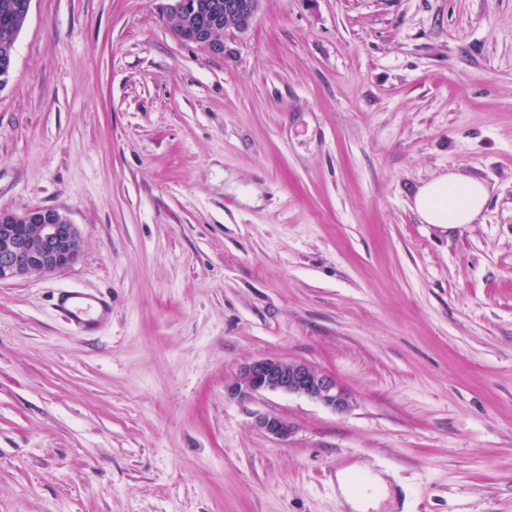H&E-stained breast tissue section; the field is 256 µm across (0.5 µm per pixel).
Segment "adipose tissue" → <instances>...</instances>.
I'll list each match as a JSON object with an SVG mask.
<instances>
[{
    "label": "adipose tissue",
    "mask_w": 512,
    "mask_h": 512,
    "mask_svg": "<svg viewBox=\"0 0 512 512\" xmlns=\"http://www.w3.org/2000/svg\"><path fill=\"white\" fill-rule=\"evenodd\" d=\"M488 197L484 183L475 178H463L445 173L417 188L413 195V209L422 222L444 229H454L476 221ZM353 471L337 475L339 489L352 512H367L376 498L387 496V484L377 474H365V492L352 486Z\"/></svg>",
    "instance_id": "1"
}]
</instances>
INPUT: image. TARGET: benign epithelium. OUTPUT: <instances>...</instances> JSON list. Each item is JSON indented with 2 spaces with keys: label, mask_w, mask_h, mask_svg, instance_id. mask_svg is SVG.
Wrapping results in <instances>:
<instances>
[{
  "label": "benign epithelium",
  "mask_w": 512,
  "mask_h": 512,
  "mask_svg": "<svg viewBox=\"0 0 512 512\" xmlns=\"http://www.w3.org/2000/svg\"><path fill=\"white\" fill-rule=\"evenodd\" d=\"M261 0H224V28L198 26L184 37L177 18L190 7L189 0H172L168 7L176 38L207 51L224 54L221 34L247 31ZM82 240L79 231L55 208L31 207L19 212L0 209V282L33 272L51 273L73 263L79 256ZM264 392L299 395L316 401L337 414L349 412L353 399L335 377L306 362L280 358H261L245 364L227 387L231 398H247ZM256 427L266 435L287 441L292 425L272 414L255 415Z\"/></svg>",
  "instance_id": "benign-epithelium-1"
}]
</instances>
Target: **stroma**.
Listing matches in <instances>:
<instances>
[{
	"label": "stroma",
	"mask_w": 512,
	"mask_h": 512,
	"mask_svg": "<svg viewBox=\"0 0 512 512\" xmlns=\"http://www.w3.org/2000/svg\"><path fill=\"white\" fill-rule=\"evenodd\" d=\"M167 8L32 0L0 90V208L83 240L0 283V512H348L354 463L368 512H512V0H262L219 57ZM446 172L489 189L451 231ZM263 357L352 409L229 398ZM487 197L488 190L482 181L444 173L417 188L412 208L424 224L455 229L475 222ZM56 306L66 312L70 323L78 331H85L101 321L110 310L109 303L102 297L79 290L59 292ZM255 425L266 435L282 442L289 440L294 433L288 421L272 413L255 415ZM357 472L365 473L363 475L365 483L368 488L376 492V495L357 492L353 489L352 479ZM337 479L342 496L349 507L356 510L354 512H366L364 510H367L379 497H386L388 495L387 484L383 477L371 474L361 468L339 472Z\"/></svg>",
	"instance_id": "obj_1"
}]
</instances>
